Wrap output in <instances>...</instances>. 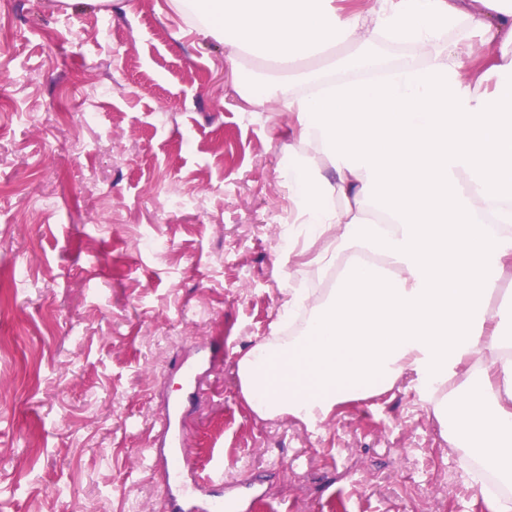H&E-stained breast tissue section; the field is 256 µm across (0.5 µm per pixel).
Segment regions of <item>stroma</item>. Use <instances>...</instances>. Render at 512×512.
<instances>
[{
  "label": "stroma",
  "instance_id": "stroma-1",
  "mask_svg": "<svg viewBox=\"0 0 512 512\" xmlns=\"http://www.w3.org/2000/svg\"><path fill=\"white\" fill-rule=\"evenodd\" d=\"M231 52L170 0H0V512H166L137 459L210 341L188 447L252 512H490L414 383L313 429L243 405L241 352L328 274L289 236L297 128Z\"/></svg>",
  "mask_w": 512,
  "mask_h": 512
}]
</instances>
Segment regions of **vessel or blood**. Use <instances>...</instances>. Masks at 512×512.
Listing matches in <instances>:
<instances>
[{
	"instance_id": "b4317fda",
	"label": "vessel or blood",
	"mask_w": 512,
	"mask_h": 512,
	"mask_svg": "<svg viewBox=\"0 0 512 512\" xmlns=\"http://www.w3.org/2000/svg\"><path fill=\"white\" fill-rule=\"evenodd\" d=\"M207 362L202 356L176 364L184 393L168 400L158 420V442L144 449L143 458L165 475L167 512H250L257 492H225L223 467H198L183 448L182 426L192 400L203 393L200 371Z\"/></svg>"
}]
</instances>
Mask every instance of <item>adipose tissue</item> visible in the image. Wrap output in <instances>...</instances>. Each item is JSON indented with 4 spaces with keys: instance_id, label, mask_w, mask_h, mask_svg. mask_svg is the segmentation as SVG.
<instances>
[{
    "instance_id": "obj_1",
    "label": "adipose tissue",
    "mask_w": 512,
    "mask_h": 512,
    "mask_svg": "<svg viewBox=\"0 0 512 512\" xmlns=\"http://www.w3.org/2000/svg\"><path fill=\"white\" fill-rule=\"evenodd\" d=\"M172 4L270 68L244 92L295 114L306 151L288 160L292 198L314 227L316 263L341 270L326 298L288 289L304 327L241 354L243 403L314 428L410 375L475 479L512 484V306L487 305L512 268V0H375L346 13L336 0ZM459 30L497 46L492 88L470 48L448 42ZM384 38L426 51L425 63L382 67L371 46ZM339 44L353 48L345 79L304 71ZM378 70L385 79L366 80ZM313 153L333 176L310 165ZM334 195L357 208L330 206ZM361 253L384 261L356 262Z\"/></svg>"
}]
</instances>
